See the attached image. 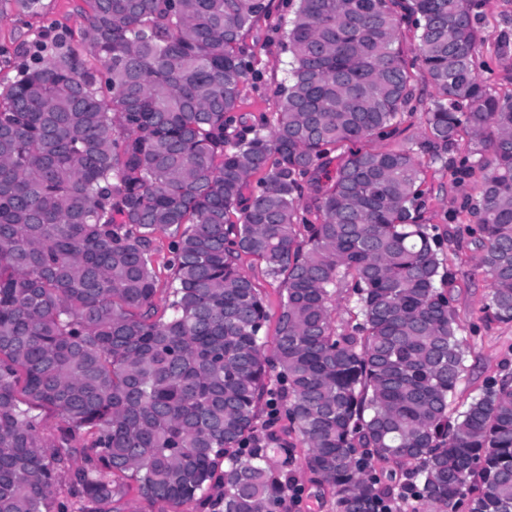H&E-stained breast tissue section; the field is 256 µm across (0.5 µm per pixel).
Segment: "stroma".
Returning <instances> with one entry per match:
<instances>
[{
	"label": "stroma",
	"mask_w": 512,
	"mask_h": 512,
	"mask_svg": "<svg viewBox=\"0 0 512 512\" xmlns=\"http://www.w3.org/2000/svg\"><path fill=\"white\" fill-rule=\"evenodd\" d=\"M40 16L30 17L17 10L0 12V76L13 77L14 67L27 49L49 30L78 36L80 19L75 12L77 0H42ZM271 18L260 24L244 41L245 50L254 58L257 76L248 81L244 100L238 110L240 126L255 123L261 114L274 112L276 91L285 78L288 56L283 53L279 31L288 25L286 0H270ZM485 16L481 35L480 74L493 83L499 93H512V0H483ZM457 158L449 152L446 161L432 166L425 189L431 198L427 213L444 239V255L455 275L453 304L459 315L467 350L468 371L454 398L464 407L480 394L488 378L512 373V323L483 320L481 307L490 288L479 265L468 227L472 217L463 209L468 197L476 193L473 180H458L451 167ZM293 475L301 488L302 502L291 512H335L329 489L320 487L303 464H295Z\"/></svg>",
	"instance_id": "1"
}]
</instances>
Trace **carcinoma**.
I'll list each match as a JSON object with an SVG mask.
<instances>
[{"instance_id": "obj_1", "label": "carcinoma", "mask_w": 512, "mask_h": 512, "mask_svg": "<svg viewBox=\"0 0 512 512\" xmlns=\"http://www.w3.org/2000/svg\"><path fill=\"white\" fill-rule=\"evenodd\" d=\"M269 2L81 0L83 47L42 44L0 79V512H66L65 477L100 512L131 488L159 512H289L299 447L336 512H512V374L451 408L462 327L422 189L464 142L482 312L512 322V93L479 78V18L470 0H295L277 110L242 130L239 45ZM418 78L423 141L352 150L321 186L342 146L401 135ZM245 257L280 282L276 313ZM343 283L360 320L338 326Z\"/></svg>"}]
</instances>
